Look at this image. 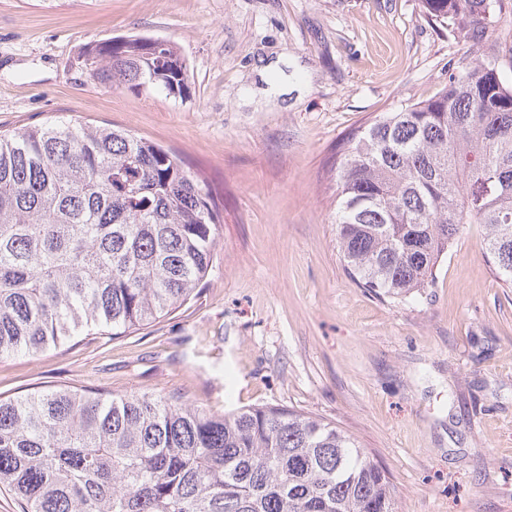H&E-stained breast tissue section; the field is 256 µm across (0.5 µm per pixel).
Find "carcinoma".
<instances>
[{
  "mask_svg": "<svg viewBox=\"0 0 512 512\" xmlns=\"http://www.w3.org/2000/svg\"><path fill=\"white\" fill-rule=\"evenodd\" d=\"M465 36L493 0H422ZM92 80L184 97L166 38L89 47ZM336 243L352 280L405 300L432 286L469 224L512 287V87L486 54L448 87L385 112L336 152ZM224 202L155 142L55 121L0 131V359L117 336L191 300L213 270ZM0 486L26 512H396L387 472L336 424L248 407L222 415L164 394L59 387L0 398Z\"/></svg>",
  "mask_w": 512,
  "mask_h": 512,
  "instance_id": "cac0c4a2",
  "label": "carcinoma"
}]
</instances>
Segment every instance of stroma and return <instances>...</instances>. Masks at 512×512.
Instances as JSON below:
<instances>
[{"label":"stroma","mask_w":512,"mask_h":512,"mask_svg":"<svg viewBox=\"0 0 512 512\" xmlns=\"http://www.w3.org/2000/svg\"><path fill=\"white\" fill-rule=\"evenodd\" d=\"M129 35L176 43L188 99L89 77L82 50ZM488 52L511 83L512 14L465 39L420 0H0V130L113 124L175 151L224 200L196 297L140 330L0 359V396L90 386L217 413L283 406L354 435L389 472L398 512H512V288L482 225L397 303L350 279L334 224L348 136ZM281 55L276 77L300 95L252 98L258 67Z\"/></svg>","instance_id":"stroma-1"}]
</instances>
